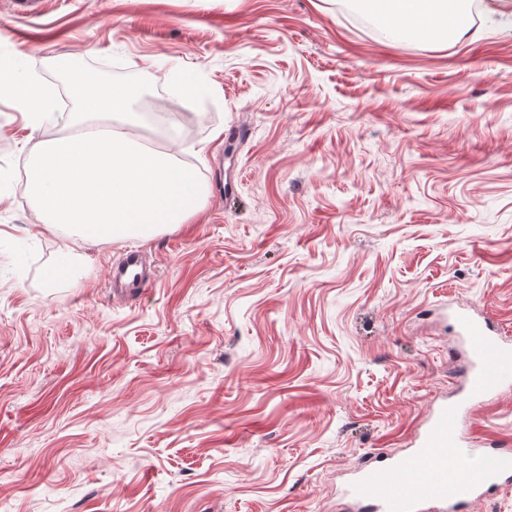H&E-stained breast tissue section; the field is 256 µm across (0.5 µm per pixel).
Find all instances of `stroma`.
I'll list each match as a JSON object with an SVG mask.
<instances>
[{"instance_id":"1","label":"stroma","mask_w":512,"mask_h":512,"mask_svg":"<svg viewBox=\"0 0 512 512\" xmlns=\"http://www.w3.org/2000/svg\"><path fill=\"white\" fill-rule=\"evenodd\" d=\"M474 34L385 30L364 0H0V501L11 512H344L465 382L449 307L512 340V0ZM148 79L205 189L187 223L84 241L36 219L31 147L67 134L63 60ZM206 85L195 101L168 77ZM69 243L79 273L44 274ZM129 248L152 277L113 299ZM512 448V382L462 416ZM7 96L29 112L36 121L48 116L51 102L44 86L36 79H19L12 69L0 68V96Z\"/></svg>"}]
</instances>
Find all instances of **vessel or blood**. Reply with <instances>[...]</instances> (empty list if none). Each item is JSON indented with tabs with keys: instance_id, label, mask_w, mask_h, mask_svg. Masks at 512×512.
I'll return each mask as SVG.
<instances>
[{
	"instance_id": "obj_1",
	"label": "vessel or blood",
	"mask_w": 512,
	"mask_h": 512,
	"mask_svg": "<svg viewBox=\"0 0 512 512\" xmlns=\"http://www.w3.org/2000/svg\"><path fill=\"white\" fill-rule=\"evenodd\" d=\"M141 250L130 249L113 267L108 286L116 294L142 287L145 276ZM458 335L473 357L468 367L469 400L486 399L512 375V344L502 341L488 320L461 308L454 314ZM461 411L457 404H440L431 414L411 452L390 462L371 461L361 466L345 494L361 512H463L468 502L512 485V451L494 448L478 460L464 458L460 449Z\"/></svg>"
}]
</instances>
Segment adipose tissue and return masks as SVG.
<instances>
[{"label": "adipose tissue", "mask_w": 512, "mask_h": 512, "mask_svg": "<svg viewBox=\"0 0 512 512\" xmlns=\"http://www.w3.org/2000/svg\"><path fill=\"white\" fill-rule=\"evenodd\" d=\"M372 11L391 27L408 35L434 38L447 27L463 23L462 0H367ZM7 96L29 112L35 120H43L51 110L44 86L35 79L18 78L12 69L0 68V96Z\"/></svg>", "instance_id": "ef3b65f1"}]
</instances>
